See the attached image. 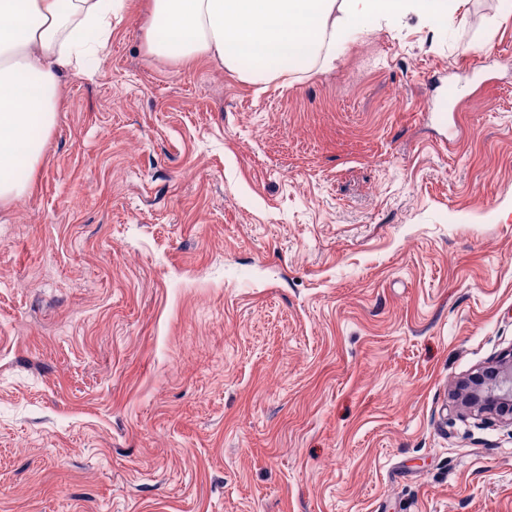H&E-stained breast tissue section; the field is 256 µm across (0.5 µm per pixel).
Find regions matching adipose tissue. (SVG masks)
<instances>
[{"label":"adipose tissue","instance_id":"adipose-tissue-1","mask_svg":"<svg viewBox=\"0 0 512 512\" xmlns=\"http://www.w3.org/2000/svg\"><path fill=\"white\" fill-rule=\"evenodd\" d=\"M464 0H151L149 55L205 56L253 85L332 66L336 47L367 20L413 12L431 21ZM126 0H0V202L28 193L18 163L35 166L56 121L59 74L97 59Z\"/></svg>","mask_w":512,"mask_h":512}]
</instances>
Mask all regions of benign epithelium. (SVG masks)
I'll return each instance as SVG.
<instances>
[{
  "label": "benign epithelium",
  "instance_id": "1",
  "mask_svg": "<svg viewBox=\"0 0 512 512\" xmlns=\"http://www.w3.org/2000/svg\"><path fill=\"white\" fill-rule=\"evenodd\" d=\"M451 396L452 407L460 415L491 416L511 426L512 349L459 381Z\"/></svg>",
  "mask_w": 512,
  "mask_h": 512
}]
</instances>
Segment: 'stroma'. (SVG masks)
<instances>
[{
	"label": "stroma",
	"instance_id": "1",
	"mask_svg": "<svg viewBox=\"0 0 512 512\" xmlns=\"http://www.w3.org/2000/svg\"><path fill=\"white\" fill-rule=\"evenodd\" d=\"M255 91L128 0L0 205V512H512V0ZM451 396L452 407L461 416H491L511 426L512 349L459 381Z\"/></svg>",
	"mask_w": 512,
	"mask_h": 512
}]
</instances>
